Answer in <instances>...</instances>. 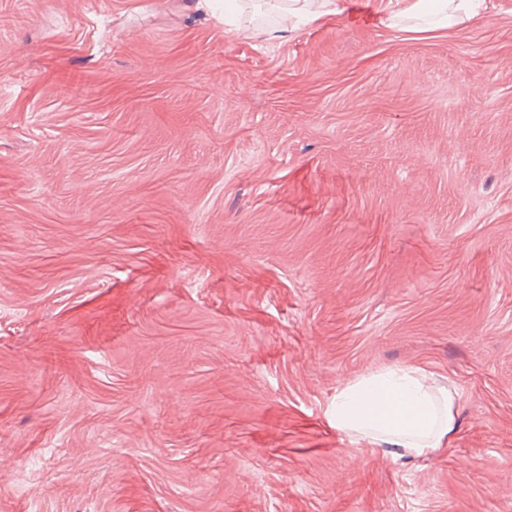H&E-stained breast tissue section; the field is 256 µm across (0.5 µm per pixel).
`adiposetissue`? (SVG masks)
<instances>
[{
	"label": "adipose tissue",
	"mask_w": 512,
	"mask_h": 512,
	"mask_svg": "<svg viewBox=\"0 0 512 512\" xmlns=\"http://www.w3.org/2000/svg\"><path fill=\"white\" fill-rule=\"evenodd\" d=\"M481 0H414L408 14L444 29L477 15ZM337 0H288V15L269 31L292 36L302 22L338 13ZM328 416L338 429L355 434L393 457L431 455L455 424L453 395L438 396L429 378L415 369H391L357 380L339 393Z\"/></svg>",
	"instance_id": "adipose-tissue-1"
}]
</instances>
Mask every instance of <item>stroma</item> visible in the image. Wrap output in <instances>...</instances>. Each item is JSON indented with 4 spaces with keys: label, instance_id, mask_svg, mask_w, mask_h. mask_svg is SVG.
Masks as SVG:
<instances>
[{
    "label": "stroma",
    "instance_id": "obj_1",
    "mask_svg": "<svg viewBox=\"0 0 512 512\" xmlns=\"http://www.w3.org/2000/svg\"><path fill=\"white\" fill-rule=\"evenodd\" d=\"M356 2L0 0V512H512V0ZM405 366L422 459L327 414ZM338 0H289L288 18L283 16L279 23L267 31L273 39L291 37L300 30L302 22H313L324 16L339 14ZM481 2L480 0H418L408 8L389 15V26H397L396 21L403 16L414 15L419 18H428V27L412 26L406 28L407 30L423 32L455 27L476 16Z\"/></svg>",
    "mask_w": 512,
    "mask_h": 512
}]
</instances>
